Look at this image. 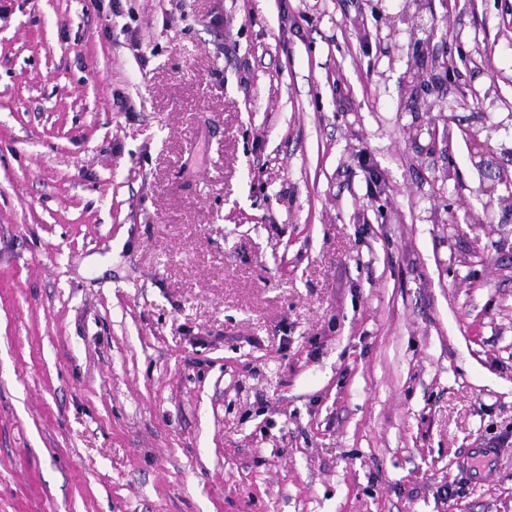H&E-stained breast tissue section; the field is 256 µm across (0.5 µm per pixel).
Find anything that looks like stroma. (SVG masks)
Here are the masks:
<instances>
[{"label":"stroma","instance_id":"obj_1","mask_svg":"<svg viewBox=\"0 0 512 512\" xmlns=\"http://www.w3.org/2000/svg\"><path fill=\"white\" fill-rule=\"evenodd\" d=\"M0 6V512H512V0Z\"/></svg>","mask_w":512,"mask_h":512}]
</instances>
